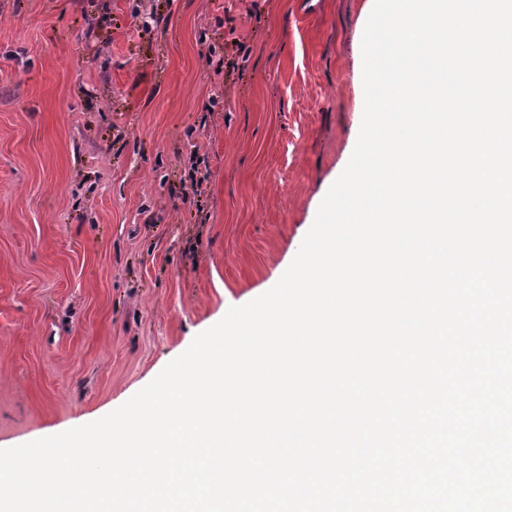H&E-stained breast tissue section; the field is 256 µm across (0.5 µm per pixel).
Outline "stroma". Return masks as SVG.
I'll use <instances>...</instances> for the list:
<instances>
[{
	"label": "stroma",
	"instance_id": "1",
	"mask_svg": "<svg viewBox=\"0 0 512 512\" xmlns=\"http://www.w3.org/2000/svg\"><path fill=\"white\" fill-rule=\"evenodd\" d=\"M373 5L0 0V449L117 409L278 282L355 148Z\"/></svg>",
	"mask_w": 512,
	"mask_h": 512
}]
</instances>
